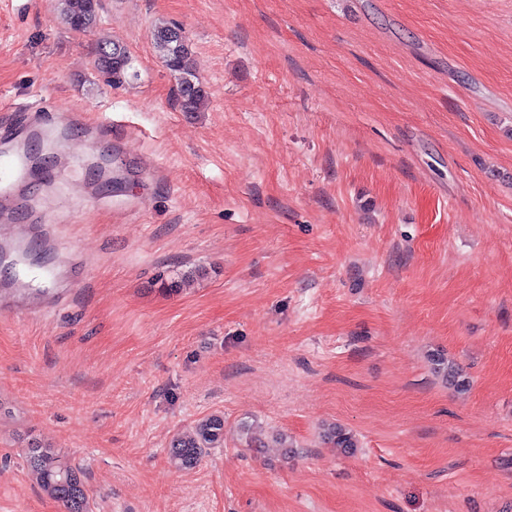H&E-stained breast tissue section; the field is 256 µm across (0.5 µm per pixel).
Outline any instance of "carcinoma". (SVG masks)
<instances>
[{
	"mask_svg": "<svg viewBox=\"0 0 512 512\" xmlns=\"http://www.w3.org/2000/svg\"><path fill=\"white\" fill-rule=\"evenodd\" d=\"M62 20L72 30L86 31L97 23L99 3L95 0H62ZM177 27L158 25L153 31L155 47L161 54L166 68L173 73L179 85L181 110L197 112L207 98L204 86L193 73L191 50L186 37L176 33ZM117 59L106 58L97 52L93 60L94 68L100 73L112 75L119 73L120 79L112 80V85H119L128 79V70L132 68L130 52L123 46L112 44ZM434 371L445 382L458 391L466 390L467 381L460 368L443 357L433 359ZM323 437L333 447L346 454H351L358 447L355 435L345 427L332 424L325 428ZM224 447V416L210 415L200 420L194 428L176 437L169 450V459L175 468L190 470L211 448ZM27 464L38 485L51 497L60 501L67 512H91L85 489L71 492L66 487L74 479L83 484L82 473L63 455L40 445H33L28 450Z\"/></svg>",
	"mask_w": 512,
	"mask_h": 512,
	"instance_id": "cac0c4a2",
	"label": "carcinoma"
}]
</instances>
